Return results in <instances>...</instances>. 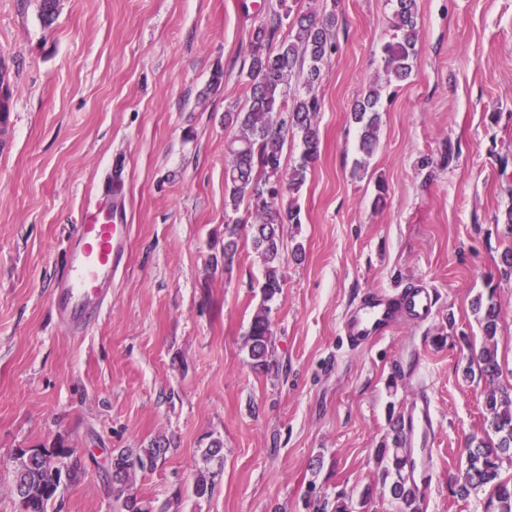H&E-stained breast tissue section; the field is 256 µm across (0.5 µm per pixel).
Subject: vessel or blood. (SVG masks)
I'll list each match as a JSON object with an SVG mask.
<instances>
[{"instance_id": "1", "label": "vessel or blood", "mask_w": 512, "mask_h": 512, "mask_svg": "<svg viewBox=\"0 0 512 512\" xmlns=\"http://www.w3.org/2000/svg\"><path fill=\"white\" fill-rule=\"evenodd\" d=\"M130 227L119 224L111 209L87 206L64 253L63 272L53 289L59 321L72 336L87 335L102 314L112 293L122 249ZM432 293L418 284L399 294L384 289L370 291L345 313L343 332L354 348L384 338L404 320L425 322L432 313ZM407 445L419 461L411 479L426 480L424 458L430 451L434 418L427 397H417L403 421Z\"/></svg>"}]
</instances>
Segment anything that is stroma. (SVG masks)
I'll return each mask as SVG.
<instances>
[{
    "label": "stroma",
    "mask_w": 512,
    "mask_h": 512,
    "mask_svg": "<svg viewBox=\"0 0 512 512\" xmlns=\"http://www.w3.org/2000/svg\"><path fill=\"white\" fill-rule=\"evenodd\" d=\"M279 0H0V512L18 449L64 444L86 475L53 512H117L102 469L114 449L167 437L133 488L170 512H400L376 457L390 420L432 403L421 512H483L452 497L481 436L488 383L466 377L494 288L500 384H512V0H418L410 78L386 79L391 0H336L339 49L318 88L320 152L283 227L284 285L271 303V367L245 348L261 301L255 216L226 208L224 114L245 102L252 34ZM220 82H213V75ZM381 88L382 131L358 152L351 110ZM363 167H356V159ZM124 181L107 194L110 174ZM131 226L93 332L67 335L52 309L62 253L86 201ZM241 226L225 269L224 226ZM433 288L425 322L354 349L344 313L371 290ZM224 443L210 498L191 493L200 451Z\"/></svg>",
    "instance_id": "35a3bbf8"
}]
</instances>
